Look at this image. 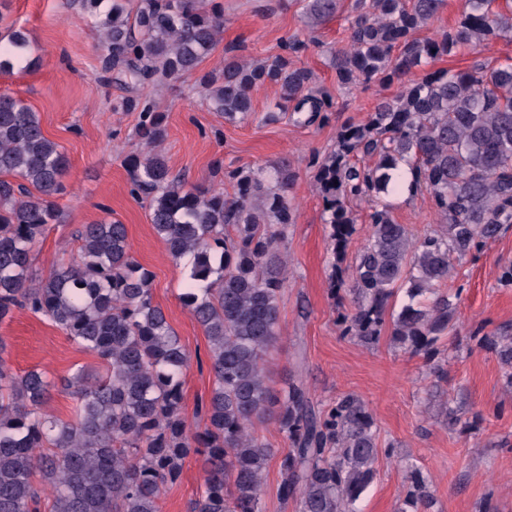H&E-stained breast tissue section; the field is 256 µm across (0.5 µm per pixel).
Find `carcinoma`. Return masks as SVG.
I'll return each mask as SVG.
<instances>
[{
	"label": "carcinoma",
	"instance_id": "1",
	"mask_svg": "<svg viewBox=\"0 0 512 512\" xmlns=\"http://www.w3.org/2000/svg\"><path fill=\"white\" fill-rule=\"evenodd\" d=\"M312 30L336 17L345 0H298ZM445 0H354L350 46L331 64L342 85L397 83L360 124L340 126L334 149L316 162L317 190L331 224L337 273L331 294L348 288L352 308L338 312L341 334L379 341L389 301L406 287L392 318L393 342L412 353L434 349L454 320L456 303L439 292L455 262L479 252L512 224V63L464 71L417 68L466 46L512 38V0H463L455 23L426 29ZM112 68L144 86L197 71L224 32L217 0H112L98 24ZM0 72L30 50L7 25ZM293 39L270 61L250 63L224 50V65L200 78L211 110L234 123L254 111L252 92L280 88L276 109L309 106L306 121H329L327 92L295 63ZM138 112L143 146L125 158L131 192L183 265L180 299L209 343L213 384L189 422L184 373L190 354L154 303L152 274L132 255L126 226L82 224L77 254L45 275L34 247L58 220L68 160L22 100L0 94V322L18 308L49 319L93 353L104 374L82 371L52 380L38 369L18 374L0 338V512H161L184 459L200 456L203 485L189 512H260L269 462L278 459L281 496L299 495V512H349L375 475L377 437L365 405L346 395L317 409L301 382L269 384L264 354L281 335L279 296L287 278L288 198L293 161L229 172L233 193L189 187L172 173L161 145L166 116L146 98ZM424 192L440 229L416 237L395 221L385 198ZM369 208L370 234L344 278L342 264L357 219L347 201ZM485 348L512 367V337L485 336ZM71 392L74 416L43 412L53 387ZM276 423L291 448L271 447L256 426ZM400 512H431L430 480L412 463Z\"/></svg>",
	"mask_w": 512,
	"mask_h": 512
}]
</instances>
